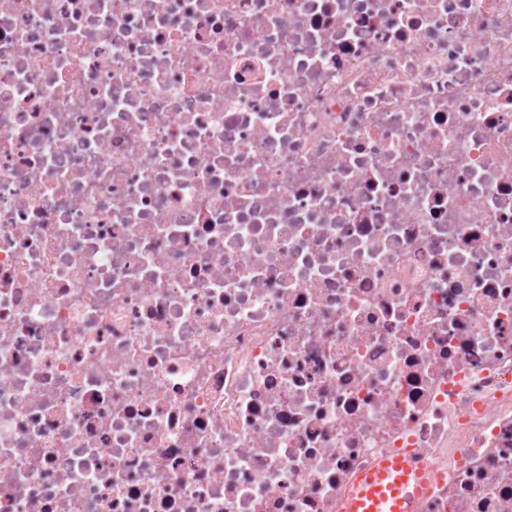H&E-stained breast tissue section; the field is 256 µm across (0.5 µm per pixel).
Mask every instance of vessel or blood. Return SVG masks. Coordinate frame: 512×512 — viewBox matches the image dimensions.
<instances>
[{"label": "vessel or blood", "instance_id": "obj_1", "mask_svg": "<svg viewBox=\"0 0 512 512\" xmlns=\"http://www.w3.org/2000/svg\"><path fill=\"white\" fill-rule=\"evenodd\" d=\"M422 486L420 472L399 454L389 453L357 485L346 512H412Z\"/></svg>", "mask_w": 512, "mask_h": 512}]
</instances>
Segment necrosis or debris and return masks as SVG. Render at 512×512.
<instances>
[{"label": "necrosis or debris", "mask_w": 512, "mask_h": 512, "mask_svg": "<svg viewBox=\"0 0 512 512\" xmlns=\"http://www.w3.org/2000/svg\"><path fill=\"white\" fill-rule=\"evenodd\" d=\"M512 512V0H0V512ZM423 486L421 473L396 452L385 455L350 496L347 512H412Z\"/></svg>", "instance_id": "4bbe7bcc"}]
</instances>
